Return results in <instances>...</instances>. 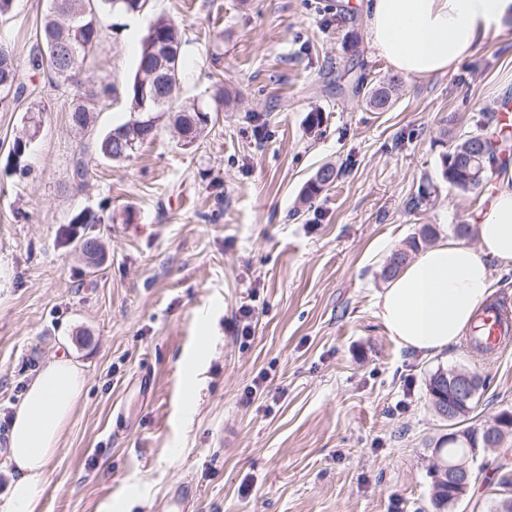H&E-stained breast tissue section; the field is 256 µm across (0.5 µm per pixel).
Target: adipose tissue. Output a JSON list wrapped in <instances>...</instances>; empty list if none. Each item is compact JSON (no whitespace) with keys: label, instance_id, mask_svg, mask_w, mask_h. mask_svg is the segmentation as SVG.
Here are the masks:
<instances>
[{"label":"adipose tissue","instance_id":"obj_1","mask_svg":"<svg viewBox=\"0 0 512 512\" xmlns=\"http://www.w3.org/2000/svg\"><path fill=\"white\" fill-rule=\"evenodd\" d=\"M369 37L399 73L429 78L474 54L512 19V0H365ZM476 245L446 238L421 250L378 294V315L402 347L434 355L456 344L512 268V166L474 221ZM85 388L72 358L40 370L17 405L8 461L18 477L4 512H37L39 489Z\"/></svg>","mask_w":512,"mask_h":512}]
</instances>
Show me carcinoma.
Listing matches in <instances>:
<instances>
[{"label":"carcinoma","mask_w":512,"mask_h":512,"mask_svg":"<svg viewBox=\"0 0 512 512\" xmlns=\"http://www.w3.org/2000/svg\"><path fill=\"white\" fill-rule=\"evenodd\" d=\"M147 7V0H47L46 11L37 34L36 52L30 64L36 69L49 72L57 84L77 87L79 76L89 57L102 43L103 16L112 12L140 14ZM182 34L171 19L159 16L148 27L140 43L135 71L125 84L123 93L128 110L133 118L94 138L92 148H83L73 165V179L79 183L89 171L91 156L109 161H122L142 144L157 135L159 115L168 113L173 126L187 144L197 140L211 121V113L224 108L226 90L221 82L212 85L209 101L202 104L192 102L173 109V93L183 78L181 67ZM168 64L169 84L157 88L162 99L152 98L153 84L148 77L161 68V61ZM400 87V78L388 80L371 87L367 92V105L377 111L392 107ZM26 87L20 81V64L4 44H0V111L9 112L25 98ZM73 126L85 130L94 126V107L78 103L70 113ZM512 161V137L505 130L488 131L482 125L469 131L458 140H453L441 156V176L448 185L460 192L468 193L488 182L500 166ZM338 171L331 164L322 165L305 184L303 199L309 200L333 186ZM437 229L429 224L419 229L418 235L409 241V249L392 252L381 271L383 279L395 276L407 263L409 252L419 249L424 243L434 240ZM462 368H437L426 382L428 403L437 416L448 422L457 431H468L470 414L476 408L478 398L472 397L463 404L448 408L452 375L462 373ZM511 448L512 425L509 424L486 437L469 436L467 442L446 444L438 438L435 447L441 449L447 459H456L467 454L470 448ZM498 480L492 487L494 497L489 512H512V468L496 465L493 468Z\"/></svg>","instance_id":"1"}]
</instances>
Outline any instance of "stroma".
I'll return each instance as SVG.
<instances>
[{
	"instance_id": "1",
	"label": "stroma",
	"mask_w": 512,
	"mask_h": 512,
	"mask_svg": "<svg viewBox=\"0 0 512 512\" xmlns=\"http://www.w3.org/2000/svg\"><path fill=\"white\" fill-rule=\"evenodd\" d=\"M45 6L15 0L0 22L27 99L45 107L37 127L0 112V507L13 406L68 349L86 385L38 512H428L432 448L448 432L430 373L485 378L473 417L488 421L512 410V349L483 360L463 342L434 356L399 346L377 314L380 272L421 225L446 238L482 206L486 189L443 181L440 134L503 111L512 26L446 74L404 77L374 112L331 90L394 73L356 0H150L104 28L84 85L116 93L81 132L76 89L29 65ZM160 15L184 40L176 104L205 101L218 80L232 101L192 145L161 119L153 141L96 160L74 189L80 149L130 117L122 89ZM326 163L338 180L300 204ZM425 182L435 201L412 207ZM82 210L101 223H71ZM83 234L104 245L96 263Z\"/></svg>"
}]
</instances>
